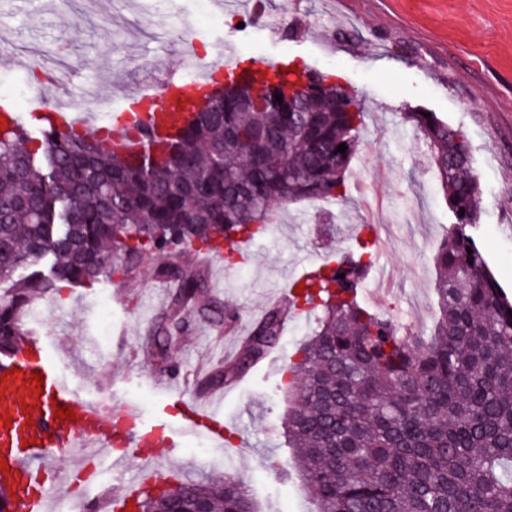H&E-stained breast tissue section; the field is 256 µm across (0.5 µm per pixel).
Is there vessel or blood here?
Listing matches in <instances>:
<instances>
[{"mask_svg":"<svg viewBox=\"0 0 512 512\" xmlns=\"http://www.w3.org/2000/svg\"><path fill=\"white\" fill-rule=\"evenodd\" d=\"M180 61L186 68L199 67V75L188 80L177 74L166 75L165 95L151 112L141 111L137 96L126 97L125 107L116 120L121 125L137 120L139 129L123 136H109L104 147L132 159L148 153L156 146V135L173 133L202 107V100L195 95L197 88L208 86L215 71L237 65L236 59L228 56L224 61L198 66L185 45L180 48ZM59 364L53 348L38 340L15 360L14 371L0 378V485L17 491L8 505L10 512H48V495H32L27 488L56 461L57 448L92 447L97 456L108 457L116 442L128 448L155 442L156 423L147 421L137 407L127 405L113 413L101 404L82 399L65 381ZM35 371L43 374V386L39 389L29 382ZM170 397L178 406L181 432L205 437L216 447H223L227 431L223 412L204 399L185 397L176 389L171 390ZM59 405L72 408L74 422L55 418L54 411ZM157 479V472L143 474L140 484L123 486L119 495L110 498L105 506L110 512H123L127 502L138 495L141 484Z\"/></svg>","mask_w":512,"mask_h":512,"instance_id":"1","label":"vessel or blood"}]
</instances>
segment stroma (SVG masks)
Instances as JSON below:
<instances>
[{
	"instance_id": "1",
	"label": "stroma",
	"mask_w": 512,
	"mask_h": 512,
	"mask_svg": "<svg viewBox=\"0 0 512 512\" xmlns=\"http://www.w3.org/2000/svg\"><path fill=\"white\" fill-rule=\"evenodd\" d=\"M280 18L277 37L269 19ZM206 39L199 51L236 49L240 60L272 56L319 72H338L366 112L349 182L382 190L389 207L377 233L391 231L381 259L394 277L395 299L383 306L399 327L429 335L439 311L433 293V256L451 216L427 167L426 147L402 115L436 113L468 136L483 188L479 247L512 298V0H260L226 9L218 0H0V80L20 79L34 59L51 60L58 47L80 79L69 85L83 104L89 81L141 93L144 71L173 67L183 21ZM366 221L354 189L325 210L297 204L281 212L272 230L246 242L245 260L230 269L221 261L200 265L193 248H177L181 272L204 270L207 298L240 318L258 320L279 299L275 289L301 276L304 261H327L354 248L353 225ZM162 260H140L130 280L101 274L94 283L64 289L39 301L35 335L51 336L67 355V382L80 395L109 408L138 404L147 417L164 413L167 386L197 395L205 373L223 367L225 342L240 345L239 325L203 317L184 307V326L173 333L165 358L153 353L154 324L175 293L173 278L155 274ZM112 299L111 330L100 333L98 303ZM308 318L289 321L275 350L237 384L215 391L241 450L178 439L182 482L227 476L240 481L258 512H317L293 467V450L280 427L288 402L279 390L284 365L306 340Z\"/></svg>"
}]
</instances>
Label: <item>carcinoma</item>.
<instances>
[{"label":"carcinoma","mask_w":512,"mask_h":512,"mask_svg":"<svg viewBox=\"0 0 512 512\" xmlns=\"http://www.w3.org/2000/svg\"><path fill=\"white\" fill-rule=\"evenodd\" d=\"M302 99L275 95L295 73L204 98L177 139L146 162L104 151L71 128L51 137L15 121L0 126V355L12 359L31 331L35 302L100 272L124 275L143 255L254 236L292 204L347 197L365 113L336 73L306 66ZM427 147L452 223L434 257L440 316L427 338L407 337L359 298L374 264L373 225L291 285L320 310L289 358L283 422L318 512H512V301L478 246L482 195L472 146L436 113H404ZM345 144V153L337 151ZM20 269L29 273L16 277ZM344 277H339V274ZM176 276L159 326L166 354L179 314L207 293L203 276ZM291 306L269 308L235 359L209 378L225 386L277 346ZM139 512H256L234 479L154 487Z\"/></svg>","instance_id":"1"}]
</instances>
